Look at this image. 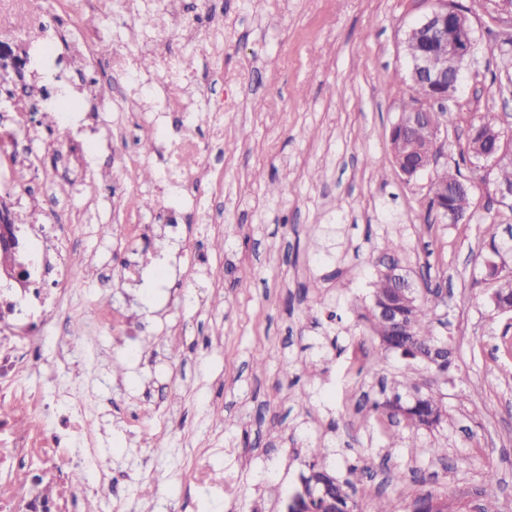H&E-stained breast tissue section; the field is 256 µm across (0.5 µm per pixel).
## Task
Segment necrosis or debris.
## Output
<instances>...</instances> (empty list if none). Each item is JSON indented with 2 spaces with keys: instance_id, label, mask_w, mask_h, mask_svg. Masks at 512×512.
Instances as JSON below:
<instances>
[{
  "instance_id": "1",
  "label": "necrosis or debris",
  "mask_w": 512,
  "mask_h": 512,
  "mask_svg": "<svg viewBox=\"0 0 512 512\" xmlns=\"http://www.w3.org/2000/svg\"><path fill=\"white\" fill-rule=\"evenodd\" d=\"M224 142V115L207 112L165 132L154 150L165 153L164 188H187L188 160L205 163L211 146ZM41 276L51 279L47 290L30 291L16 299L0 287V512H79L82 498L70 480L74 457L69 443L85 431L71 411L57 415L54 430H40L41 398L20 390L40 336L55 321L70 320L64 286L71 277L70 251L43 252ZM30 418L28 429L17 428L13 416Z\"/></svg>"
}]
</instances>
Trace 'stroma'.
Instances as JSON below:
<instances>
[{"mask_svg":"<svg viewBox=\"0 0 512 512\" xmlns=\"http://www.w3.org/2000/svg\"><path fill=\"white\" fill-rule=\"evenodd\" d=\"M461 2L477 48L450 103L448 162L481 113L512 132L500 4ZM184 3L173 16L166 0H144L157 22L138 38L127 0H53L0 29L24 61L0 73V93L16 100L0 112V169L33 178L9 200L14 222L50 225L62 210L79 227L70 297L86 314L47 335L41 354L73 341L83 354L54 384L38 369L21 384L49 407L43 427L61 400L87 398L92 429L72 446L112 465L85 477L110 486L93 497L100 512H289L312 468L342 482L353 465L365 470L357 512L381 498L409 512L425 491L460 512L489 498L512 512V313L494 309L482 271L486 227L512 226V199L495 194L493 162L462 164L472 214L448 223L428 210L433 171L405 179L389 150L410 85L407 34L432 0ZM169 55L189 64L179 106L159 85ZM44 86L79 104L58 117L66 139L43 117ZM134 96L169 125L223 113L224 151L195 192L221 231L202 232L192 205L156 193L167 158L149 148L160 130L128 119ZM129 224L148 230L128 244ZM398 242L418 287L445 297L433 325L455 366L439 382L385 350L364 318L377 261ZM410 371L435 383L447 415L433 429L399 424L392 444L370 403Z\"/></svg>","mask_w":512,"mask_h":512,"instance_id":"stroma-1","label":"stroma"}]
</instances>
